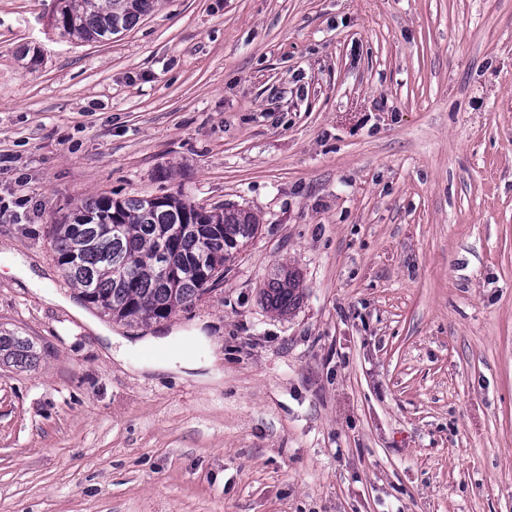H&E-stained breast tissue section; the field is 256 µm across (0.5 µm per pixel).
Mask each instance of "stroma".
I'll list each match as a JSON object with an SVG mask.
<instances>
[{
    "label": "stroma",
    "mask_w": 512,
    "mask_h": 512,
    "mask_svg": "<svg viewBox=\"0 0 512 512\" xmlns=\"http://www.w3.org/2000/svg\"><path fill=\"white\" fill-rule=\"evenodd\" d=\"M54 7L0 0V330L39 353L0 365V512H512V0H157L104 43ZM177 189L257 238L167 320L83 304L51 225ZM302 281L299 273L292 268L281 266L268 282L263 296L267 307L278 313L294 309L302 297ZM92 330L110 344L112 356V344L121 343L115 351L116 360H123L130 350H136L149 352L142 366L151 370H196L203 366L193 355V342L190 339L151 338L132 345L122 339H113L111 333L97 325H93Z\"/></svg>",
    "instance_id": "1"
}]
</instances>
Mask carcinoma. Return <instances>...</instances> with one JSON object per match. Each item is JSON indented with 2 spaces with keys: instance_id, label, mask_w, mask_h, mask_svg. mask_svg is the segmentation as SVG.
I'll return each mask as SVG.
<instances>
[{
  "instance_id": "cac0c4a2",
  "label": "carcinoma",
  "mask_w": 512,
  "mask_h": 512,
  "mask_svg": "<svg viewBox=\"0 0 512 512\" xmlns=\"http://www.w3.org/2000/svg\"><path fill=\"white\" fill-rule=\"evenodd\" d=\"M157 0H63L55 29L85 42H106L133 28ZM259 231L252 212L210 208L182 191L150 199L99 195L75 204L65 220L51 225L57 264L84 302L130 325L169 318L213 290L227 265ZM167 266L171 274L161 273ZM299 273L280 267L263 296L281 314L302 297ZM38 358L35 343L0 331V363L26 365Z\"/></svg>"
}]
</instances>
